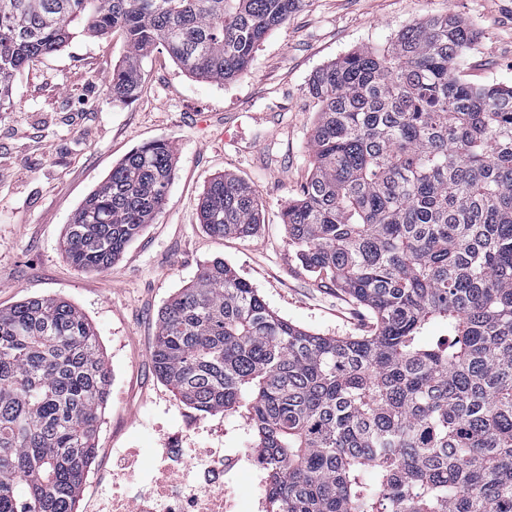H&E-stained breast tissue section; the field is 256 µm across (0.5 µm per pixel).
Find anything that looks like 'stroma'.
<instances>
[{"instance_id":"1","label":"stroma","mask_w":512,"mask_h":512,"mask_svg":"<svg viewBox=\"0 0 512 512\" xmlns=\"http://www.w3.org/2000/svg\"><path fill=\"white\" fill-rule=\"evenodd\" d=\"M446 14L481 34L464 78L512 82V0H308L269 32L249 69L231 81L192 77L154 50L143 60L142 91L128 104L106 94L105 82L126 53L117 33H76L18 76L15 108L0 112V309L28 297L68 301L96 328L112 372L77 512H89L96 494H111L116 472L127 475V497L141 499L134 477L153 465L151 449L244 445L243 414L198 412L158 377L151 360L159 311L200 265L224 260L273 311L308 331L369 332L363 306L295 260L282 222L311 168L317 106L307 83L351 50L388 45L407 26ZM228 116L238 125L233 146L224 143ZM154 140L176 149L174 180L156 220L111 269L73 268L62 251L72 214L128 152ZM222 174L258 193L263 222L252 237L218 239L199 220L203 191Z\"/></svg>"}]
</instances>
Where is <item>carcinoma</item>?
I'll return each mask as SVG.
<instances>
[{"label": "carcinoma", "mask_w": 512, "mask_h": 512, "mask_svg": "<svg viewBox=\"0 0 512 512\" xmlns=\"http://www.w3.org/2000/svg\"><path fill=\"white\" fill-rule=\"evenodd\" d=\"M305 0H0V112L15 77L78 19L122 34L107 94L129 103L160 45L185 72H246ZM480 32L455 15L316 71L312 169L282 212L307 271L365 307L363 336L277 315L221 259L158 315L157 375L199 412L242 411L266 512H512V85L461 77ZM165 140L130 151L66 227L85 272L112 267L161 212ZM216 237H251L255 189L220 175L199 203ZM446 335L427 336L431 323ZM111 374L72 304L0 309V512H75Z\"/></svg>", "instance_id": "cac0c4a2"}]
</instances>
